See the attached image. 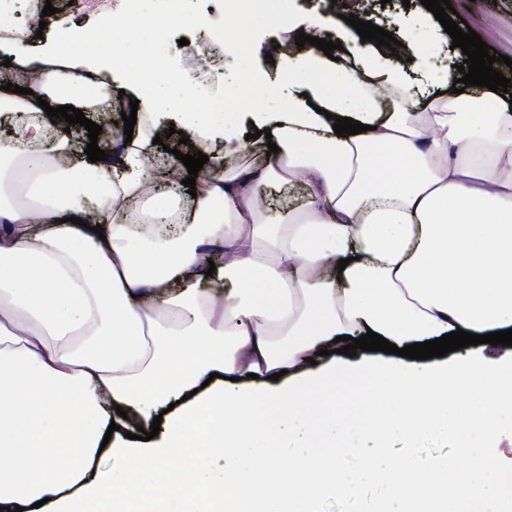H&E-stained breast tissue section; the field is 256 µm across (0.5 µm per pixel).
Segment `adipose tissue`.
I'll return each mask as SVG.
<instances>
[{"mask_svg": "<svg viewBox=\"0 0 512 512\" xmlns=\"http://www.w3.org/2000/svg\"><path fill=\"white\" fill-rule=\"evenodd\" d=\"M101 41L65 34L30 94L0 90L10 124L0 142V506L161 512L191 496L197 512H311L374 475L371 459L344 474L360 430L323 412L367 374L376 432L415 436L447 420L485 439L482 451L461 445L417 468L386 459L388 494L374 512H468L512 471V444L501 441L512 347L440 362L352 361L332 347L369 330L401 348L458 329H512V107H488L489 89L477 86L420 94L372 42L354 41L338 62L310 46L275 57L293 81L287 107L249 115L277 153L228 168L251 142L216 129L189 79L138 48L158 86L133 88L138 116L182 109L190 144L208 157L194 198L148 194V129L98 139L103 150L123 142V168L72 163L51 141L64 122L37 104L95 113L118 99L123 59L95 51ZM102 71L112 82L86 93L84 76ZM336 115L366 132L335 135ZM297 181L301 206L278 217L257 208L260 187ZM129 198L141 203L133 219ZM321 349L324 363L311 365ZM299 414L312 435L333 425L336 451L302 440L242 459ZM158 415L157 437L132 439ZM107 453L120 458L117 472L104 469ZM200 455L221 458V482L197 483Z\"/></svg>", "mask_w": 512, "mask_h": 512, "instance_id": "obj_1", "label": "adipose tissue"}]
</instances>
